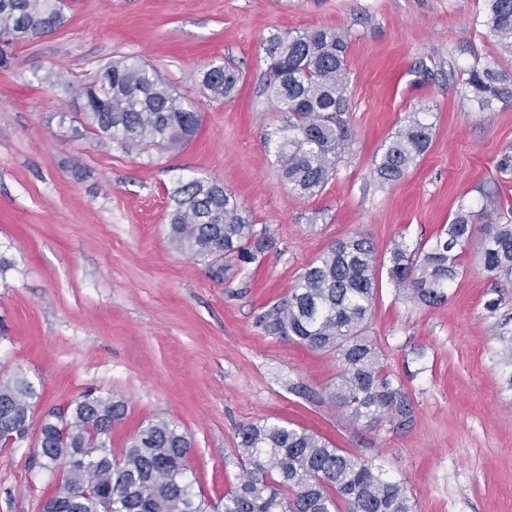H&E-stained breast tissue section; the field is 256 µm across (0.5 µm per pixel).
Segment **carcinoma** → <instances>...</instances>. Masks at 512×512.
I'll return each instance as SVG.
<instances>
[{
    "mask_svg": "<svg viewBox=\"0 0 512 512\" xmlns=\"http://www.w3.org/2000/svg\"><path fill=\"white\" fill-rule=\"evenodd\" d=\"M494 34L512 48V0H485ZM63 0H0V40L20 43L61 28ZM347 36L333 28L274 34L264 45L266 91L286 124L273 140L283 178L301 195L319 192L332 175L350 136L346 118ZM112 73L102 90L100 74L79 84L83 99L76 136L105 144H159L177 149L202 124L194 100L136 59L101 67ZM464 98L485 109L512 100V74L491 57L463 71ZM240 81L230 62L210 63L201 86L215 100L229 99ZM433 126L413 118L385 145L375 173L382 183L400 180L428 151ZM168 239L182 253L219 262L234 254L252 259L265 246L246 210L216 183L190 180L176 189ZM474 215L459 208L428 245L405 242L390 250L389 280L426 306L448 297L460 275L459 251L475 237ZM483 268L512 284V224H495L479 241ZM373 244L354 236L338 240L308 264L290 293L263 320L265 329L307 348L336 355L341 366L328 398L368 425L408 427L410 397L385 373L367 336L375 300ZM38 393L22 374L0 381V443L17 447L29 438ZM127 411L124 400L88 393L41 418L37 448H46L64 476L46 501L50 512H209L210 504L186 475L190 441L172 422L140 426L120 453L111 426ZM240 484L224 497V512H413L400 483L322 436L282 423L247 424L240 430ZM82 490L84 494L75 495Z\"/></svg>",
    "mask_w": 512,
    "mask_h": 512,
    "instance_id": "carcinoma-1",
    "label": "carcinoma"
}]
</instances>
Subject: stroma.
I'll use <instances>...</instances> for the list:
<instances>
[{
	"mask_svg": "<svg viewBox=\"0 0 512 512\" xmlns=\"http://www.w3.org/2000/svg\"><path fill=\"white\" fill-rule=\"evenodd\" d=\"M67 22L15 45L0 67V380L20 373L44 415L83 392L127 403L112 432L121 451L164 418L192 440L187 465L212 503L238 483L240 429L285 420L403 482L415 512H512V285L475 248L463 251L447 302L397 295L387 276L397 241L433 240L459 207L484 227L512 210V102L463 100L462 72L496 57L485 0H65ZM334 27L349 34L351 139L315 195L284 181L268 134L283 115L264 93L272 35ZM133 57L193 98L203 117L177 151L74 137L76 93L39 74L73 77ZM233 60V98L211 99L200 73ZM433 125L427 153L398 182L374 172L412 116ZM220 182L267 243L214 277L167 236L174 189ZM376 249L369 334L410 396L412 425L352 422L328 387L333 354L266 332L263 315L336 240ZM496 309H487V301ZM59 482L31 447H0V512H41Z\"/></svg>",
	"mask_w": 512,
	"mask_h": 512,
	"instance_id": "stroma-1",
	"label": "stroma"
}]
</instances>
